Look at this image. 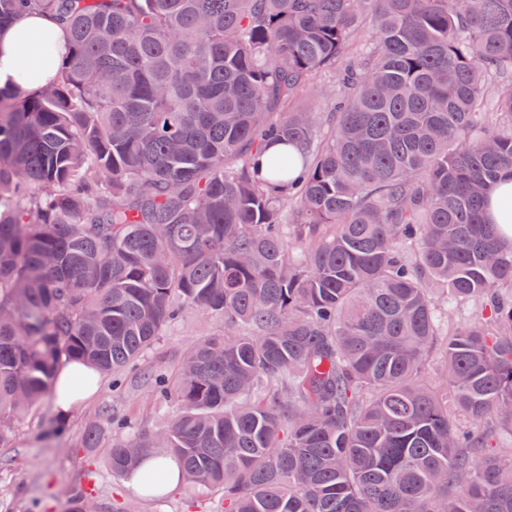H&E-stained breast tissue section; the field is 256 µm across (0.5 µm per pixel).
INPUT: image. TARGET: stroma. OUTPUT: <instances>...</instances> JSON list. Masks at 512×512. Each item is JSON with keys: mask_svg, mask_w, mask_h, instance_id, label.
Listing matches in <instances>:
<instances>
[{"mask_svg": "<svg viewBox=\"0 0 512 512\" xmlns=\"http://www.w3.org/2000/svg\"><path fill=\"white\" fill-rule=\"evenodd\" d=\"M223 330L222 322L188 311L145 362L173 369L191 343ZM106 405L130 417L135 429L155 432L164 430L178 411L174 401L154 399L150 389L132 376L118 392L112 389L111 376L102 377L98 394L67 416V431L60 437L48 434L58 419L51 400L34 405L21 416L12 446L0 448V512H67L76 488L93 496L97 512H120L131 499L138 502L136 512H220V492L198 485H179L162 501L136 497L124 478L113 475L108 449L81 447L85 425Z\"/></svg>", "mask_w": 512, "mask_h": 512, "instance_id": "1", "label": "stroma"}]
</instances>
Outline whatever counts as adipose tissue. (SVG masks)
I'll return each mask as SVG.
<instances>
[{"instance_id":"obj_1","label":"adipose tissue","mask_w":512,"mask_h":512,"mask_svg":"<svg viewBox=\"0 0 512 512\" xmlns=\"http://www.w3.org/2000/svg\"><path fill=\"white\" fill-rule=\"evenodd\" d=\"M67 47L65 27L46 16L33 14L0 28V86L42 89L54 79Z\"/></svg>"}]
</instances>
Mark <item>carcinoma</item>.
I'll return each instance as SVG.
<instances>
[{"mask_svg": "<svg viewBox=\"0 0 512 512\" xmlns=\"http://www.w3.org/2000/svg\"><path fill=\"white\" fill-rule=\"evenodd\" d=\"M33 12L70 48L0 87V448L62 363L138 366L181 411L105 410L81 445L124 430L112 473L149 495L171 457L224 512H512V243L484 212L512 175V0H0V25ZM322 74L318 146L282 108ZM187 308L224 335L172 379L141 366Z\"/></svg>", "mask_w": 512, "mask_h": 512, "instance_id": "1", "label": "carcinoma"}]
</instances>
